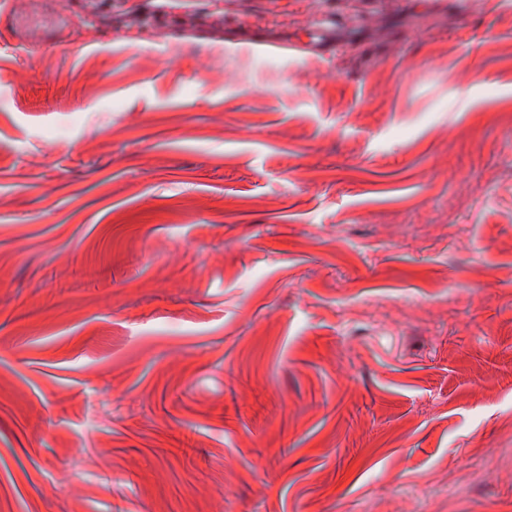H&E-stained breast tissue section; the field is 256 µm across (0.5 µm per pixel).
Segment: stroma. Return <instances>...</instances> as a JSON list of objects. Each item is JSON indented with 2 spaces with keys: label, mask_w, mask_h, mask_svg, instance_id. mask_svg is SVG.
<instances>
[{
  "label": "stroma",
  "mask_w": 512,
  "mask_h": 512,
  "mask_svg": "<svg viewBox=\"0 0 512 512\" xmlns=\"http://www.w3.org/2000/svg\"><path fill=\"white\" fill-rule=\"evenodd\" d=\"M332 2L0 0V512H512V0ZM338 24L336 11L320 8L310 16L305 37L288 43L285 51L291 56L303 59L335 54L342 47L336 42Z\"/></svg>",
  "instance_id": "stroma-1"
}]
</instances>
